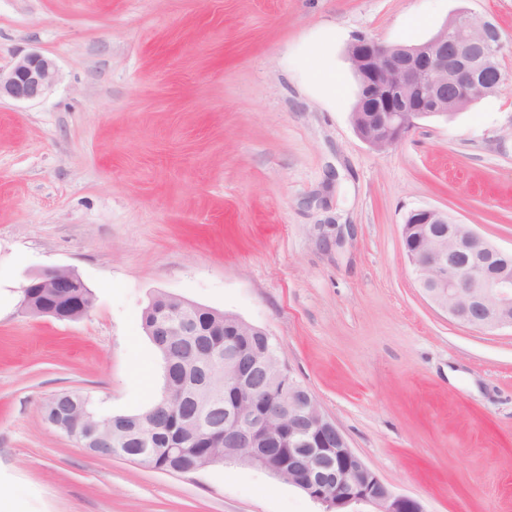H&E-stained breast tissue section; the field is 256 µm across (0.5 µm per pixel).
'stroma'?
<instances>
[{"label": "stroma", "mask_w": 512, "mask_h": 512, "mask_svg": "<svg viewBox=\"0 0 512 512\" xmlns=\"http://www.w3.org/2000/svg\"><path fill=\"white\" fill-rule=\"evenodd\" d=\"M461 10L497 23L512 76V0H0V68H59L0 102V512H323L262 468L168 474L45 422L62 391L160 398L157 293L264 328L425 512H512V332L451 321L402 254L424 207L512 249V83L385 151L351 122L352 37L418 44ZM46 267L93 290L87 315L20 313ZM55 61L39 51H30L6 71L0 68V101L8 98L20 103L45 98L58 79Z\"/></svg>", "instance_id": "obj_1"}]
</instances>
